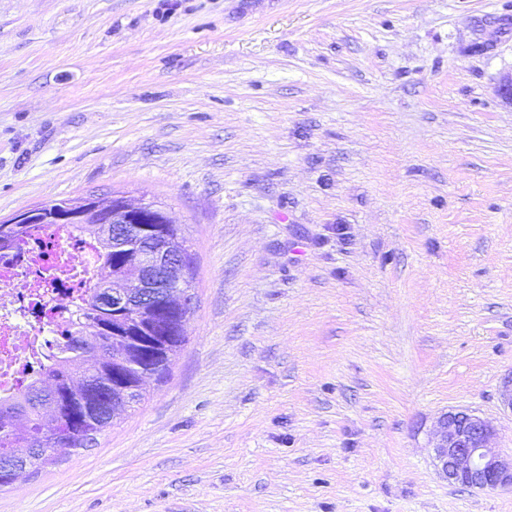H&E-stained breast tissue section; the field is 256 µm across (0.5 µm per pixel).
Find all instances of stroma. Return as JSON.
I'll list each match as a JSON object with an SVG mask.
<instances>
[{"mask_svg":"<svg viewBox=\"0 0 512 512\" xmlns=\"http://www.w3.org/2000/svg\"><path fill=\"white\" fill-rule=\"evenodd\" d=\"M512 0H0V221L171 211L187 342L0 512H512ZM494 421L469 411H449L437 420L433 462L448 484L473 490L512 491V455L496 447Z\"/></svg>","mask_w":512,"mask_h":512,"instance_id":"35a3bbf8","label":"stroma"}]
</instances>
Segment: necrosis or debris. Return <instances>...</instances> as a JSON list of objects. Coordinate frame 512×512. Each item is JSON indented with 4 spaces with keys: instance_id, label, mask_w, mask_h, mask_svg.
<instances>
[{
    "instance_id": "4bbe7bcc",
    "label": "necrosis or debris",
    "mask_w": 512,
    "mask_h": 512,
    "mask_svg": "<svg viewBox=\"0 0 512 512\" xmlns=\"http://www.w3.org/2000/svg\"><path fill=\"white\" fill-rule=\"evenodd\" d=\"M35 235L39 246L0 252V400L46 364L52 327L97 261L95 245L65 227L45 224Z\"/></svg>"
}]
</instances>
